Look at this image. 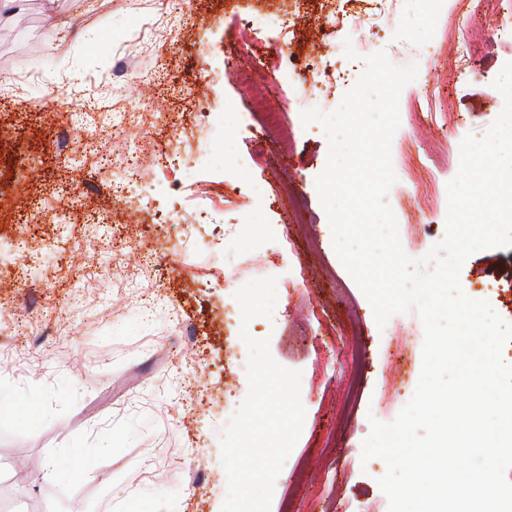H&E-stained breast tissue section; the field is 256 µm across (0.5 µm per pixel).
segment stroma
<instances>
[{"mask_svg":"<svg viewBox=\"0 0 512 512\" xmlns=\"http://www.w3.org/2000/svg\"><path fill=\"white\" fill-rule=\"evenodd\" d=\"M475 0H400L387 27L350 28L323 49L343 56L345 42L392 63H417V83L432 79L452 113L398 103L392 156L408 153L415 178L397 172L388 201L397 223L418 229L402 239L414 259L446 236V209L424 213L422 186L439 189L457 174L466 136L483 139L504 107L494 82L512 62V42L484 22L474 29L475 72L456 77L449 59L432 54L446 21ZM290 9L292 52L308 61L334 10L368 11L370 0H11L0 6V281L24 272L26 287L0 291V512H222L228 494L220 436L249 385L239 360L248 330L269 339L282 366L301 371L305 417L277 476L270 512H364L385 501L377 483L383 460L362 462L371 420L390 423L383 382L396 351L393 324L378 327L368 299L339 260L316 178L327 162L323 126L303 124L307 88L288 87L293 128L262 166L253 160L268 137L254 120L201 133L190 103L201 96L250 107L246 89L225 74L240 49L247 69L270 67L275 42L239 47L241 19ZM171 16L174 46L143 50L146 22ZM130 56L127 93L158 118L112 123L111 70ZM78 112L81 128L65 142L60 115ZM448 139V162L427 159ZM199 147V178L242 196L258 178L268 194L249 206L215 213L207 226L159 224L179 197L168 172L144 167L139 201L112 196L135 147L149 142ZM235 156L224 158L225 142ZM85 169L94 183L74 197L71 178ZM36 238L31 255L13 250L20 226ZM216 252L224 276L201 284L192 253ZM253 256L254 278L276 277L281 299L271 317L242 325L235 273ZM298 288H287L291 279ZM512 248L474 252L460 273L463 292L512 315ZM90 467L76 475L78 461Z\"/></svg>","mask_w":512,"mask_h":512,"instance_id":"1","label":"stroma"}]
</instances>
